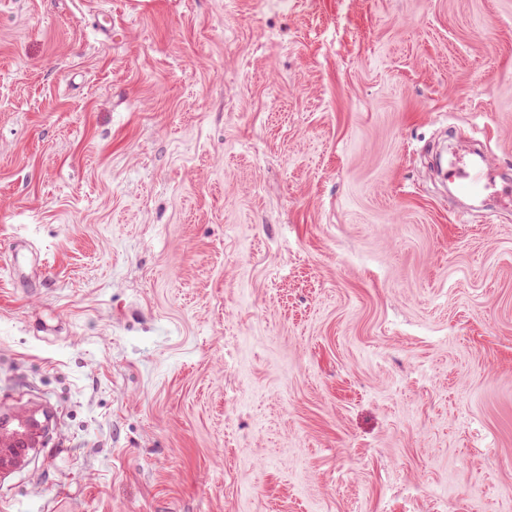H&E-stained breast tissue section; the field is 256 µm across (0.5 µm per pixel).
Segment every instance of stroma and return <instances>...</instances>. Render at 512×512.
I'll return each instance as SVG.
<instances>
[{
	"instance_id": "obj_1",
	"label": "stroma",
	"mask_w": 512,
	"mask_h": 512,
	"mask_svg": "<svg viewBox=\"0 0 512 512\" xmlns=\"http://www.w3.org/2000/svg\"><path fill=\"white\" fill-rule=\"evenodd\" d=\"M455 129L512 174V0H0V512H512ZM38 411H33L32 413L25 414L21 413L17 415L18 421L21 420L24 422L22 428L19 429L18 425L15 429L10 432H6L5 434L0 435V461L1 465H10L18 464L24 460L26 457V453L20 451L18 455H14L17 452L18 448H22L25 444V434H26V426H25V417L29 419L32 415L37 413Z\"/></svg>"
}]
</instances>
